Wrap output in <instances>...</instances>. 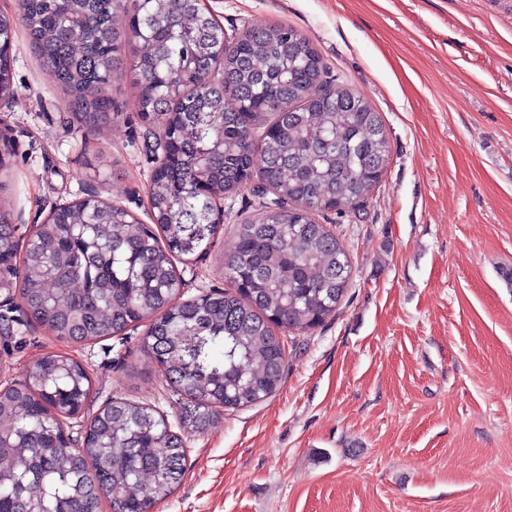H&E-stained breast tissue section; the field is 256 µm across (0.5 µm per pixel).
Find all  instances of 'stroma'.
Masks as SVG:
<instances>
[{
	"label": "stroma",
	"instance_id": "35a3bbf8",
	"mask_svg": "<svg viewBox=\"0 0 512 512\" xmlns=\"http://www.w3.org/2000/svg\"><path fill=\"white\" fill-rule=\"evenodd\" d=\"M226 34L285 25L304 35L385 125L390 155L360 212L331 230L350 287L322 326L283 333L271 397L183 434L185 472L151 512H512V0H204ZM122 117L92 135L24 30L13 94L0 101L11 164L0 211L26 241L58 205L99 193L149 222L154 167L130 75ZM212 247L177 261L183 298L227 288L238 224L225 199ZM0 310V388L50 352L93 381L90 412L115 398L178 427L188 400L143 350L146 326L94 343L27 321L18 290Z\"/></svg>",
	"mask_w": 512,
	"mask_h": 512
}]
</instances>
